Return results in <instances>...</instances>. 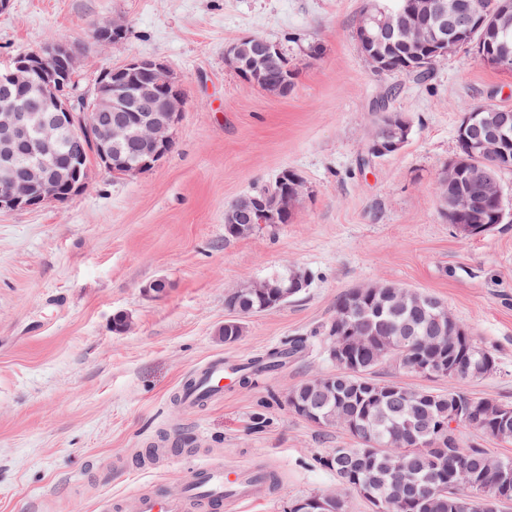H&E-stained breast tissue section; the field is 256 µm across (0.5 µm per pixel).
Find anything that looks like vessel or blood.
I'll list each match as a JSON object with an SVG mask.
<instances>
[{"label": "vessel or blood", "instance_id": "1", "mask_svg": "<svg viewBox=\"0 0 512 512\" xmlns=\"http://www.w3.org/2000/svg\"><path fill=\"white\" fill-rule=\"evenodd\" d=\"M226 372L220 357L193 372L181 386V398L186 407L195 408L220 400ZM268 478V472L254 467L208 462L192 471L180 495L169 496L155 490L140 493L138 512H223L225 504L253 501Z\"/></svg>", "mask_w": 512, "mask_h": 512}]
</instances>
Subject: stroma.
Here are the masks:
<instances>
[{"mask_svg": "<svg viewBox=\"0 0 512 512\" xmlns=\"http://www.w3.org/2000/svg\"><path fill=\"white\" fill-rule=\"evenodd\" d=\"M365 0H9L0 61L49 40L79 56V93L133 57L157 58L182 80L185 108L166 157L115 177L91 167L81 193L0 212V512H101L144 488L179 494L201 460L256 465L278 485L224 512H288L337 489L318 460L353 446L341 428L289 410L301 381L335 373L326 330L349 289L394 282L438 296L493 353L495 370L463 383L512 405V172L502 224L466 235L449 224L438 181L458 151L457 128L479 105L512 109V72L461 47L431 80L376 71L356 28ZM124 20L118 43L97 24ZM250 36L282 43L297 68L285 94L265 91L225 60ZM386 101L412 131L396 153L362 163L373 107ZM302 195L286 224L224 236V211L283 169ZM296 267L308 284L280 309L220 331L234 287ZM164 280L162 296L147 286ZM125 316L128 331L114 320ZM297 338L303 349L221 402L180 407L179 385L214 357L235 363ZM183 434L140 464L148 443Z\"/></svg>", "mask_w": 512, "mask_h": 512, "instance_id": "stroma-1", "label": "stroma"}]
</instances>
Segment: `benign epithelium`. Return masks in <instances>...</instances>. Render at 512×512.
Returning a JSON list of instances; mask_svg holds the SVG:
<instances>
[{"label":"benign epithelium","instance_id":"7a95c632","mask_svg":"<svg viewBox=\"0 0 512 512\" xmlns=\"http://www.w3.org/2000/svg\"><path fill=\"white\" fill-rule=\"evenodd\" d=\"M420 0H397L378 22L390 35L404 37L412 31L405 16L420 10ZM438 10L450 18L451 27L431 32L435 59L448 55L466 38L470 28L478 27L485 16L475 8L459 15L457 3H441ZM453 36H448V32ZM123 28L104 23L95 30L99 41L116 43ZM226 56L241 75H258L279 59L284 70L295 65L283 57L279 47L259 37H245L228 46ZM78 55L67 42L54 40L28 55H19L9 67H0V210L36 209L48 202H59L83 190L87 185L89 164L86 148H92L95 163L118 176L139 174L152 169L173 143V131L185 104L180 80L162 61L152 58L131 59L107 70L95 88L79 97L55 77L58 66L66 73L77 71ZM512 126V114L500 113L499 124L476 143L480 153L498 163L508 160L512 141L506 132ZM301 179L292 175V184L279 192L277 206L262 208L254 197H241L233 203L235 215L252 212L259 223L274 224L294 211L301 192ZM477 197L496 205L494 219H504L503 190L491 184L489 172L476 176L472 184L448 201V218H460L471 210ZM339 343L329 346L330 358L339 366L354 364L353 355L365 343L342 320L336 321ZM468 334L448 321V334L433 338L432 347L415 358L414 368L424 377H453L459 360L448 356L466 348ZM487 425L495 430L512 427V409L501 407L487 413ZM354 491L368 503L371 512H390L405 506V501H380L357 485ZM333 512L336 493L316 496L295 503L290 512Z\"/></svg>","mask_w":512,"mask_h":512}]
</instances>
